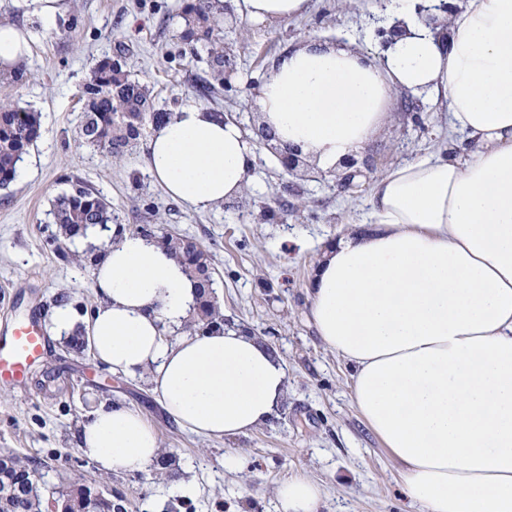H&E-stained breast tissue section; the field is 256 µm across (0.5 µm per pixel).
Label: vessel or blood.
I'll list each match as a JSON object with an SVG mask.
<instances>
[{
    "mask_svg": "<svg viewBox=\"0 0 512 512\" xmlns=\"http://www.w3.org/2000/svg\"><path fill=\"white\" fill-rule=\"evenodd\" d=\"M44 351L45 340L36 314L0 330V382L22 385Z\"/></svg>",
    "mask_w": 512,
    "mask_h": 512,
    "instance_id": "obj_1",
    "label": "vessel or blood"
}]
</instances>
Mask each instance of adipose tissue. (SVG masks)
I'll return each mask as SVG.
<instances>
[{"mask_svg":"<svg viewBox=\"0 0 512 512\" xmlns=\"http://www.w3.org/2000/svg\"><path fill=\"white\" fill-rule=\"evenodd\" d=\"M407 34L384 63L352 45L305 43L279 57L255 99L260 119L308 161L334 169L391 117L398 91L448 113L446 152L374 181L369 223L323 247L308 319L351 370L350 399L399 465L420 512H512V0H462L441 41L416 0H385ZM238 20L275 25L309 0H231ZM32 35L0 22V72L30 55ZM258 146L233 120L187 104L144 146L154 180L187 208L237 199ZM99 296L85 339L106 369L146 378L170 419L201 438L265 425L288 393L272 348L238 327L186 324L195 288L165 246L113 232L93 273ZM81 453L102 474L145 470L156 428L122 404L81 427ZM277 512H321L303 475L279 483Z\"/></svg>","mask_w":512,"mask_h":512,"instance_id":"obj_1","label":"adipose tissue"}]
</instances>
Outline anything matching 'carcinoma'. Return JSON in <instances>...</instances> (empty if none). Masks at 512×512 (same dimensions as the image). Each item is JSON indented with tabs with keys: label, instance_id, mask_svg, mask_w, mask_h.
<instances>
[{
	"label": "carcinoma",
	"instance_id": "cac0c4a2",
	"mask_svg": "<svg viewBox=\"0 0 512 512\" xmlns=\"http://www.w3.org/2000/svg\"><path fill=\"white\" fill-rule=\"evenodd\" d=\"M185 13L190 21L184 23L180 38L192 47H200L208 62H224V41L220 38L223 19L214 12L210 0H198ZM84 117L80 128L81 143L98 149L108 159L123 156L132 144L138 142L144 125L139 113L151 112L154 124L169 121L173 112L155 107L153 90L129 78L122 68L112 67L111 59L98 61L91 69L83 86ZM41 136L38 113L16 101L0 102V188L14 181L17 165ZM114 221L112 203L93 192L83 182L72 183L57 198L54 205V224L57 231L52 240L62 242L85 236L92 227L102 229ZM164 243L181 256L185 271L195 290L211 277L209 267L195 265L183 255L180 234H165ZM214 318L210 305L196 307L190 329H200ZM45 497L38 486L31 487L19 497L0 499V512H33L35 503Z\"/></svg>",
	"mask_w": 512,
	"mask_h": 512
}]
</instances>
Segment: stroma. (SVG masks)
Segmentation results:
<instances>
[{"instance_id":"obj_1","label":"stroma","mask_w":512,"mask_h":512,"mask_svg":"<svg viewBox=\"0 0 512 512\" xmlns=\"http://www.w3.org/2000/svg\"><path fill=\"white\" fill-rule=\"evenodd\" d=\"M184 0H64L56 28L43 29L16 0H0V19L28 28L33 46L22 82L0 75V101L39 112L41 136L20 163L22 176L0 189V318L37 312L46 338L42 361L23 387L0 384V456L35 467L45 493L92 483L124 512H275L274 491L302 474L324 490L323 512H418L397 482L398 463L350 403V370L326 350L307 318L306 288L322 248L368 219L371 180L342 192L333 180L289 181L267 149L236 200L196 212L172 199L145 167L141 146L119 161L79 141L81 88L95 63L122 62L131 79L151 87L157 107L196 104L232 117L244 129L259 122L247 87L262 83L288 47L308 38L355 44L379 60L385 54L372 16L381 0H312L308 14L274 29L239 23L223 32L236 69L232 86L210 94L209 69L180 38ZM423 127L394 114L371 141L376 175L447 145L443 107L420 97ZM80 180L112 203L132 229L196 238L210 253L214 288L225 317L246 326L283 360L288 398L267 425L234 440L203 439L166 417L146 379L113 377L91 351L64 345L52 320L60 296L77 315L97 303L89 244L67 242L61 261L49 236L53 205ZM141 410L164 451L176 459L172 476L119 470L100 474L77 447V434L103 403ZM234 452L242 467L230 470Z\"/></svg>"}]
</instances>
